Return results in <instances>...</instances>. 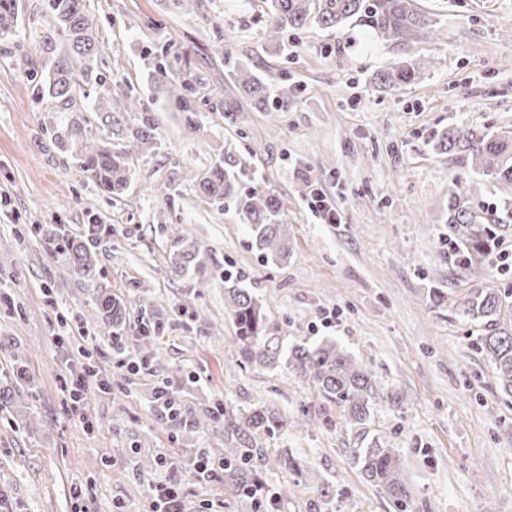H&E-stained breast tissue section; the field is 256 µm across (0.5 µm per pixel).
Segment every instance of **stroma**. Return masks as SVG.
<instances>
[{
	"instance_id": "1",
	"label": "stroma",
	"mask_w": 512,
	"mask_h": 512,
	"mask_svg": "<svg viewBox=\"0 0 512 512\" xmlns=\"http://www.w3.org/2000/svg\"><path fill=\"white\" fill-rule=\"evenodd\" d=\"M437 21L431 39L409 49L360 30L310 29L273 54L264 44L261 0H200L191 13L167 0H84L98 28L107 81L77 96V108L136 88L158 93L146 53L187 56L225 101L243 108L239 125L216 112L197 115L190 132L180 113L160 115V148L136 159L131 186L113 201L51 143L64 105L39 98L31 74L50 65L43 46L54 33L49 0H19L16 36L0 40V388L15 364L33 382L0 410V491L12 512H148L153 485L176 484L190 512H245L224 489V472L197 479L200 455L224 447V425L198 433L193 419L219 406L266 405L295 420L319 411L327 423L289 429L266 440L264 477L286 451L307 468L289 490L286 512H306L321 486L332 512H395L353 459L372 437L403 463L415 512H512V396L475 345L474 324L454 305L470 288L512 286V229L497 256L463 269L448 245V195L465 186L474 208L492 219L497 203L470 161L432 148L456 123L477 131L512 130V0H415ZM429 68L410 86L370 81L407 57ZM257 73L288 71L299 90L284 112H252L229 77L234 61ZM229 150L249 163L260 190L288 202L292 250L287 263H265L235 209L208 204L188 170L208 168ZM321 190L341 221L321 224L305 206L303 182ZM107 224L95 240L99 288L147 301L160 324L158 356L131 374L142 334L130 325L109 335L89 292L64 256L49 257L41 232L55 226L76 237ZM195 242L200 271L175 273L169 258L181 238ZM233 270L263 302L269 332L284 345L329 336L363 360L397 403H379L366 424H345L337 405L308 380L275 369L243 367L235 327L224 307V272ZM433 288L447 304L434 306ZM331 326H323L325 312ZM219 329L212 338L209 328ZM72 338L66 350L55 339ZM95 364L109 392H89L72 409L65 384ZM167 386L179 416L154 401ZM143 456H175L177 470H140Z\"/></svg>"
}]
</instances>
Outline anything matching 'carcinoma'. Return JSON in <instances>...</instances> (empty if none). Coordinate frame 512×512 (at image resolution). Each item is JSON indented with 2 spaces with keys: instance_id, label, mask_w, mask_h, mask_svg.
<instances>
[{
  "instance_id": "cac0c4a2",
  "label": "carcinoma",
  "mask_w": 512,
  "mask_h": 512,
  "mask_svg": "<svg viewBox=\"0 0 512 512\" xmlns=\"http://www.w3.org/2000/svg\"><path fill=\"white\" fill-rule=\"evenodd\" d=\"M266 9L265 42L276 52L282 51L288 32L316 27L342 32L361 28L371 38L396 47L426 40L434 35L436 20L421 12L414 0H263ZM18 0H0V38L14 33ZM57 38L49 41V53L54 66L41 75L38 90L41 97L70 103L76 92L93 81H99L97 71V38L87 16L83 0H50ZM184 62L179 54L149 58L150 72L161 89L164 100L177 112L191 115L208 109L219 112L230 124L237 123L241 109L215 99L203 74L181 72L173 78L175 68ZM427 65L425 59L407 58L376 74L375 83L382 88H399L418 78ZM232 78L251 100L258 112L288 111V95L297 91L288 75H279L275 85L257 76L240 64ZM91 111L104 114L101 122L121 132L120 142L102 141L98 145L82 134L89 123L84 111H72L64 116L54 132V143L68 153L78 170L93 180L108 198L121 197L129 188L134 158L157 146L159 115L157 110L132 92L112 102L100 99ZM435 149L456 152L471 160L472 165L487 180L489 189L497 192L512 186V131H492L476 134L465 124L448 128L435 142ZM184 177L198 193L213 204H231L247 224L250 244L271 264L288 258L290 238L285 214L288 202L273 192H261L245 184L246 166L234 154L224 152L203 171H190ZM501 216L494 223H485L457 184L448 195V224L452 228L449 244L458 265L464 269L479 260L494 255L499 247L498 226L512 222V199H499ZM45 251L51 255L69 257V272L95 287L96 264L80 242L48 237ZM176 272L189 274L200 266L198 252L185 249L175 254ZM224 291L228 311L236 329V346L242 363L248 366L284 364L289 371L311 381L323 400L343 409L345 421L352 425L364 423L374 406L384 400L396 401V396L381 387L371 369L336 343L324 337L312 343L282 346L279 338L268 335L267 314L255 293L239 287V278L224 274ZM96 307L112 336L123 335L130 314L125 300L97 291L93 294ZM465 320L480 326L475 338L478 349L495 365L501 386L512 394V288H472L455 305ZM224 417V438L236 445L222 448L224 455V488L228 494L251 512H282L288 501V485H268L262 478L266 464V449L262 441L272 438L297 422L288 420L279 411L259 406L247 411L222 409L210 414L194 426L206 430L211 421ZM354 455L366 480L381 488L398 512H412L398 454L380 440L364 448L354 449ZM279 469L298 483L305 478L302 461L286 452L276 458ZM332 498L330 490L321 489L306 505L307 512H326Z\"/></svg>"
}]
</instances>
